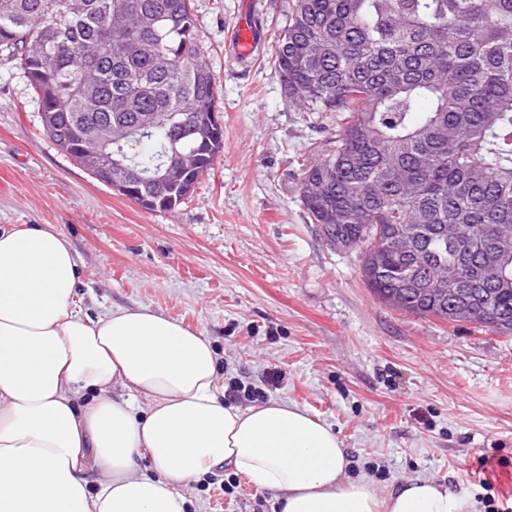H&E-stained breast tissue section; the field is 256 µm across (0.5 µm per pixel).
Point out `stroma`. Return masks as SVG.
I'll return each instance as SVG.
<instances>
[{
	"label": "stroma",
	"instance_id": "35a3bbf8",
	"mask_svg": "<svg viewBox=\"0 0 512 512\" xmlns=\"http://www.w3.org/2000/svg\"><path fill=\"white\" fill-rule=\"evenodd\" d=\"M211 70L224 151L194 194L148 210L95 179L44 131L39 104L0 53V227L51 224L69 241L90 314L146 307L201 330L225 386L247 407L281 399L330 425L347 477L379 496L425 477L484 512L466 482L479 455L512 457V337L399 313L365 285L359 250L311 223L298 152L318 158L332 119L291 106L269 65L233 59L227 38L246 16L267 31L288 0H192ZM218 468L193 483L192 512H278L273 494Z\"/></svg>",
	"mask_w": 512,
	"mask_h": 512
}]
</instances>
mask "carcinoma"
<instances>
[{
    "label": "carcinoma",
    "mask_w": 512,
    "mask_h": 512,
    "mask_svg": "<svg viewBox=\"0 0 512 512\" xmlns=\"http://www.w3.org/2000/svg\"><path fill=\"white\" fill-rule=\"evenodd\" d=\"M270 64L288 100L331 115L335 133L300 172L324 235L363 254L384 304L409 282L404 313L512 336V0H291ZM0 50L77 154L107 134L112 185L131 172L167 210L224 150L191 0H0ZM412 224L410 254L386 246ZM448 267L445 306L425 289ZM471 316L452 314L453 302Z\"/></svg>",
    "instance_id": "cac0c4a2"
}]
</instances>
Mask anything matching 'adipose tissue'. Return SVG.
I'll return each instance as SVG.
<instances>
[{
  "label": "adipose tissue",
  "mask_w": 512,
  "mask_h": 512,
  "mask_svg": "<svg viewBox=\"0 0 512 512\" xmlns=\"http://www.w3.org/2000/svg\"><path fill=\"white\" fill-rule=\"evenodd\" d=\"M79 286L53 225L0 228V512H189L186 489L223 464L281 512H463L427 478L379 502L330 425L225 401L200 330L146 307L90 315Z\"/></svg>",
  "instance_id": "1"
}]
</instances>
